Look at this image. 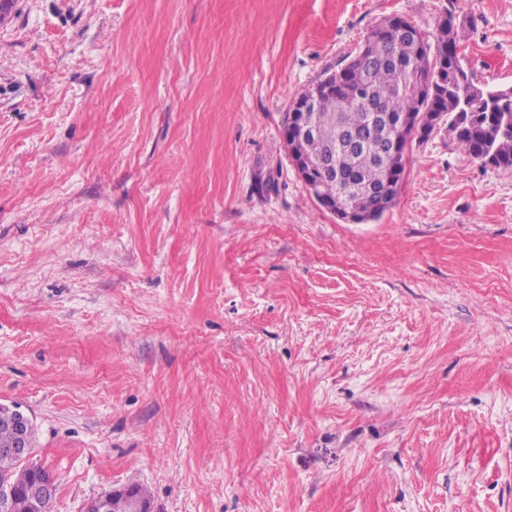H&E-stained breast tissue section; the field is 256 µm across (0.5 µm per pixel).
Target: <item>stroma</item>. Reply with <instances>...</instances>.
I'll return each mask as SVG.
<instances>
[{"instance_id": "1", "label": "stroma", "mask_w": 512, "mask_h": 512, "mask_svg": "<svg viewBox=\"0 0 512 512\" xmlns=\"http://www.w3.org/2000/svg\"><path fill=\"white\" fill-rule=\"evenodd\" d=\"M474 16L512 86V0H15L0 19V405L51 512H512V168L447 131L368 224L283 146L382 19ZM107 497L89 500L84 507V512H140V506L151 504V496L148 490L142 486H130L106 492ZM109 503V508H108Z\"/></svg>"}]
</instances>
